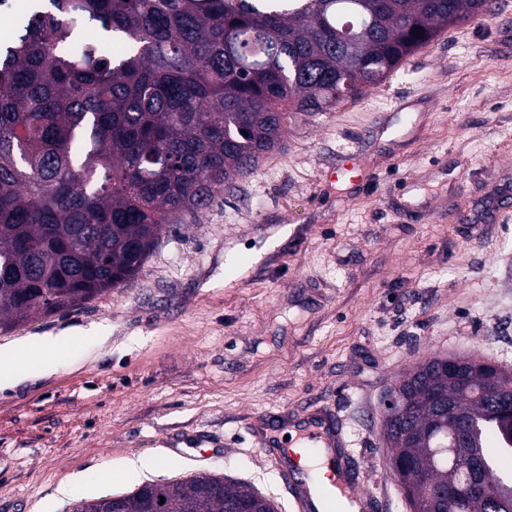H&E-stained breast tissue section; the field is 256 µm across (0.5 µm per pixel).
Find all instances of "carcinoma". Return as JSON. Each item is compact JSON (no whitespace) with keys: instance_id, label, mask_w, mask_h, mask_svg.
<instances>
[{"instance_id":"1","label":"carcinoma","mask_w":512,"mask_h":512,"mask_svg":"<svg viewBox=\"0 0 512 512\" xmlns=\"http://www.w3.org/2000/svg\"><path fill=\"white\" fill-rule=\"evenodd\" d=\"M487 0H17L0 52V330L134 281L165 227L383 82ZM421 33L414 35L412 30ZM431 355L382 425L408 506L512 512V373ZM480 462L485 491L467 472ZM277 512L233 479L144 484L124 512Z\"/></svg>"}]
</instances>
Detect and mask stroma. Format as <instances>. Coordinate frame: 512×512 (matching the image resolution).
<instances>
[{"label":"stroma","instance_id":"35a3bbf8","mask_svg":"<svg viewBox=\"0 0 512 512\" xmlns=\"http://www.w3.org/2000/svg\"><path fill=\"white\" fill-rule=\"evenodd\" d=\"M493 2L293 122L283 150L163 232L135 282L0 330V346L68 339L0 390V512H70L198 473L292 512L248 423L315 402L338 407L372 512H408L382 427L395 380L435 353L512 370V0ZM347 151L366 179L326 181ZM140 456L157 470L123 477ZM70 475L81 486L61 494Z\"/></svg>","mask_w":512,"mask_h":512}]
</instances>
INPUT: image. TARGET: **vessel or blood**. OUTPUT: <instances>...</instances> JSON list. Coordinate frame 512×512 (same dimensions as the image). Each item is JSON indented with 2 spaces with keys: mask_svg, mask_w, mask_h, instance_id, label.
Here are the masks:
<instances>
[{
  "mask_svg": "<svg viewBox=\"0 0 512 512\" xmlns=\"http://www.w3.org/2000/svg\"><path fill=\"white\" fill-rule=\"evenodd\" d=\"M312 453L333 476L331 486L315 485L303 463L302 454L287 443H280L271 459L279 475L291 489L295 512H329V504L341 501L354 504L356 512H368L369 498L362 490V478L351 462L349 441L342 417L331 408L316 405L309 409L297 430Z\"/></svg>",
  "mask_w": 512,
  "mask_h": 512,
  "instance_id": "1",
  "label": "vessel or blood"
}]
</instances>
